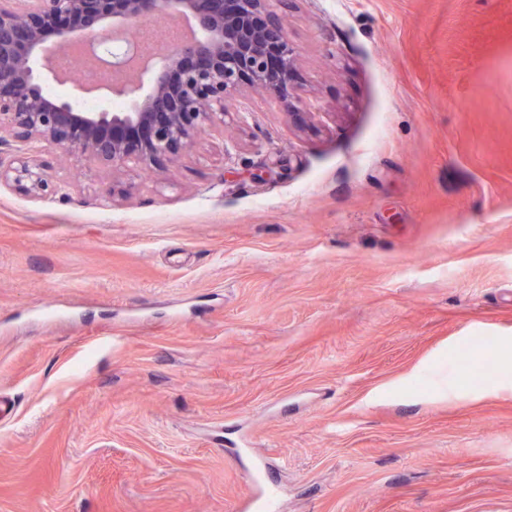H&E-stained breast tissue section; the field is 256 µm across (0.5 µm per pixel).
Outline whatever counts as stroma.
<instances>
[{
	"label": "stroma",
	"instance_id": "35a3bbf8",
	"mask_svg": "<svg viewBox=\"0 0 512 512\" xmlns=\"http://www.w3.org/2000/svg\"><path fill=\"white\" fill-rule=\"evenodd\" d=\"M287 24L293 108L0 189V512H512V0ZM255 492L251 499L241 507V511L276 512L279 511L278 495L276 491L262 482L257 475L254 477Z\"/></svg>",
	"mask_w": 512,
	"mask_h": 512
}]
</instances>
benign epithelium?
<instances>
[{"instance_id":"obj_1","label":"benign epithelium","mask_w":512,"mask_h":512,"mask_svg":"<svg viewBox=\"0 0 512 512\" xmlns=\"http://www.w3.org/2000/svg\"><path fill=\"white\" fill-rule=\"evenodd\" d=\"M0 0V187L34 199L53 184L37 154L59 149L76 164L118 171L157 170L174 162L240 105L243 86L284 103L293 98L296 51L288 42V0ZM180 16L191 33L152 57L133 34L145 23ZM76 45L106 67L94 85L77 82L47 54ZM69 84L72 99L46 90ZM96 92L130 102L125 112H84L73 100Z\"/></svg>"}]
</instances>
